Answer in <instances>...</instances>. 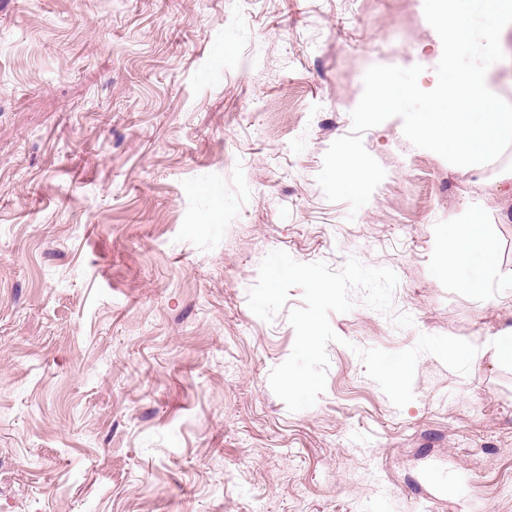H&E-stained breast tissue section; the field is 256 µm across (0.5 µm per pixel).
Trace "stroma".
Instances as JSON below:
<instances>
[{
  "instance_id": "1",
  "label": "stroma",
  "mask_w": 512,
  "mask_h": 512,
  "mask_svg": "<svg viewBox=\"0 0 512 512\" xmlns=\"http://www.w3.org/2000/svg\"><path fill=\"white\" fill-rule=\"evenodd\" d=\"M423 0H0V512H512V147L455 166L402 121L366 131L386 175L351 212L316 181L374 65L442 55ZM497 244L477 297L440 274L469 209ZM399 278L397 328L351 290L326 387L292 412V288L265 256ZM425 353L396 408L357 349Z\"/></svg>"
}]
</instances>
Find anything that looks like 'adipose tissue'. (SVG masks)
Listing matches in <instances>:
<instances>
[{
    "label": "adipose tissue",
    "instance_id": "1",
    "mask_svg": "<svg viewBox=\"0 0 512 512\" xmlns=\"http://www.w3.org/2000/svg\"><path fill=\"white\" fill-rule=\"evenodd\" d=\"M441 248L445 256L441 274L473 294H483L484 271L494 260L496 244L486 231L481 213L471 212L465 223L449 228L441 239Z\"/></svg>",
    "mask_w": 512,
    "mask_h": 512
}]
</instances>
